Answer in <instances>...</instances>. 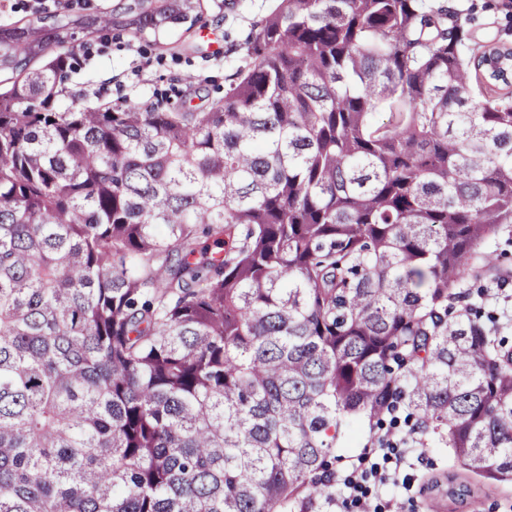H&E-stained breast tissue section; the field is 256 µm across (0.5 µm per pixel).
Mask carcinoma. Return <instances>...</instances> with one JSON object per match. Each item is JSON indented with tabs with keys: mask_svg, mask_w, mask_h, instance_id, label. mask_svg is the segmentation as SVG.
<instances>
[{
	"mask_svg": "<svg viewBox=\"0 0 512 512\" xmlns=\"http://www.w3.org/2000/svg\"><path fill=\"white\" fill-rule=\"evenodd\" d=\"M186 19L0 28V512H288L398 404L512 482V354L448 315L512 224L508 67L435 0H279L192 112L60 111L67 54L30 67Z\"/></svg>",
	"mask_w": 512,
	"mask_h": 512,
	"instance_id": "1",
	"label": "carcinoma"
}]
</instances>
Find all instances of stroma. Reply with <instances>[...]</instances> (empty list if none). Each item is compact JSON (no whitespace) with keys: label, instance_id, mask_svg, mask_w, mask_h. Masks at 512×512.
<instances>
[{"label":"stroma","instance_id":"35a3bbf8","mask_svg":"<svg viewBox=\"0 0 512 512\" xmlns=\"http://www.w3.org/2000/svg\"><path fill=\"white\" fill-rule=\"evenodd\" d=\"M466 10L480 45L512 49V0H443ZM277 0H190L188 20L157 34L134 36L108 30L105 54L81 61L68 74L59 97L61 108L76 104L116 103L118 88L132 90L131 104L147 107L162 101L167 109H200L220 101L247 64L245 46L255 25ZM482 282L512 274V224L486 248ZM401 469L411 481L409 493L380 490L382 499L404 498L405 512H469V502L448 494L449 479L481 493L480 512H512V484L488 488L486 480L456 462L451 448L427 444L407 449Z\"/></svg>","mask_w":512,"mask_h":512}]
</instances>
